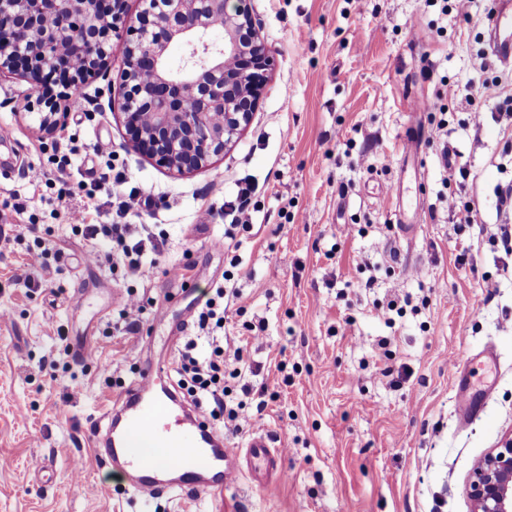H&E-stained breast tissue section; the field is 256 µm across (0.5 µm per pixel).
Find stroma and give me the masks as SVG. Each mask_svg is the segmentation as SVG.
<instances>
[{"label":"stroma","mask_w":512,"mask_h":512,"mask_svg":"<svg viewBox=\"0 0 512 512\" xmlns=\"http://www.w3.org/2000/svg\"><path fill=\"white\" fill-rule=\"evenodd\" d=\"M248 5L276 68L242 135L183 177L128 146L112 82L119 54L50 134L35 110L43 86L0 78V127L12 132L0 155V309L11 315L0 324V512H472L473 467L512 435V256L486 236L512 225L494 193L512 180L501 117L512 107L489 93L473 128L460 100L494 0H475L467 20L436 0ZM451 99L454 111L432 110ZM103 142L111 156L95 152ZM116 166L152 200L130 223L166 237L139 277L87 262L106 246L69 225L74 208L111 223ZM32 167L42 181L28 180ZM461 167L477 211L470 227L453 224L444 202V181ZM246 181L258 187L253 224L229 250L212 249L224 204ZM207 208L215 217L203 225ZM44 264L48 286L25 288L22 274ZM174 265L189 288L170 283ZM227 269L240 297L224 312V347L251 363L227 403L245 402L252 417L223 436L234 448L257 434L285 444L286 477L271 491L243 478L221 498L143 500L101 466L91 433L137 380V344L174 358L169 336ZM128 288L144 305L131 334L114 327L115 296ZM396 292L409 303L390 316ZM79 336L94 338L96 361L74 357ZM50 357L54 381L42 369ZM463 379L480 395L466 423L456 411Z\"/></svg>","instance_id":"35a3bbf8"}]
</instances>
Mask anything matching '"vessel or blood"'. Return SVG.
<instances>
[{
	"label": "vessel or blood",
	"instance_id": "b4317fda",
	"mask_svg": "<svg viewBox=\"0 0 512 512\" xmlns=\"http://www.w3.org/2000/svg\"><path fill=\"white\" fill-rule=\"evenodd\" d=\"M488 34L501 63L512 62V0H496ZM163 370L145 363L139 383L113 400L105 426L95 429L93 446L128 486L149 499L167 492L182 496H223L240 477L272 489L284 476L282 453L265 435L243 448H228L202 415L177 412L181 400L171 386L159 385Z\"/></svg>",
	"mask_w": 512,
	"mask_h": 512
}]
</instances>
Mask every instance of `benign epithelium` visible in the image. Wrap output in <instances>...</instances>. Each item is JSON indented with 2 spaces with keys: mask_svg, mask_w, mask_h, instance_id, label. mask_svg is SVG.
<instances>
[{
  "mask_svg": "<svg viewBox=\"0 0 512 512\" xmlns=\"http://www.w3.org/2000/svg\"><path fill=\"white\" fill-rule=\"evenodd\" d=\"M0 0V73L37 83L47 74L70 88L101 72L112 39L123 38L116 81L130 144L174 175L200 170L247 126L276 58L256 27L247 0ZM220 28L224 38L211 37ZM181 65L168 62L173 44ZM43 130L64 115L47 105ZM468 493L474 512H512V438L479 461Z\"/></svg>",
  "mask_w": 512,
  "mask_h": 512,
  "instance_id": "7a95c632",
  "label": "benign epithelium"
}]
</instances>
